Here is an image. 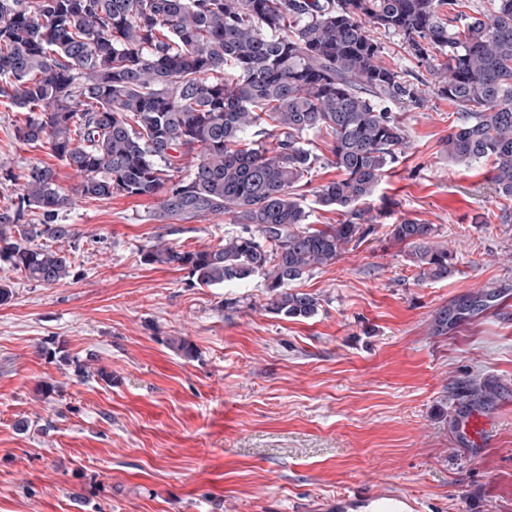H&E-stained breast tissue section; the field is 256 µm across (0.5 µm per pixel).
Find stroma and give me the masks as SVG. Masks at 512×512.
I'll use <instances>...</instances> for the list:
<instances>
[{"instance_id":"35a3bbf8","label":"stroma","mask_w":512,"mask_h":512,"mask_svg":"<svg viewBox=\"0 0 512 512\" xmlns=\"http://www.w3.org/2000/svg\"><path fill=\"white\" fill-rule=\"evenodd\" d=\"M381 42L427 101L397 109L408 145L366 203L369 233L295 283L319 300L311 318L265 310L261 276L206 287L146 263L151 246L209 248L234 229L222 215L165 218L155 198L60 211L74 235L58 243L72 265L57 284L0 260L12 291L0 305V512H320L358 490H398L426 512H512V198L496 193L492 161L449 160L457 107L401 37ZM24 120L0 97V213L30 166L79 182L46 145L18 139ZM306 141L308 222L341 223L316 200L340 177L331 139ZM406 218L436 225L447 278H422L390 237ZM479 293L485 305L464 312ZM475 381L500 387L497 444L482 452L455 437Z\"/></svg>"}]
</instances>
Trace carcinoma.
<instances>
[{
	"instance_id": "1",
	"label": "carcinoma",
	"mask_w": 512,
	"mask_h": 512,
	"mask_svg": "<svg viewBox=\"0 0 512 512\" xmlns=\"http://www.w3.org/2000/svg\"><path fill=\"white\" fill-rule=\"evenodd\" d=\"M487 2L459 26L462 0H0V95L27 112L18 137L45 142L81 178L70 195L49 166L18 175V209L0 213V258L54 285L69 255L35 239L71 236L54 218L75 196H159L171 217L224 214L240 231L208 249L152 246L146 262L186 269L200 286L260 275L266 310L312 317L318 299L290 285L367 235L374 218L359 204L408 144L391 106L426 101L383 63L368 25L401 36L420 61L445 57L431 72L461 110L448 158L494 159L496 192L512 196V0ZM313 130L332 136L343 172L316 198L347 215L321 229L308 227L296 193L315 162ZM26 208L42 222L20 223ZM390 236L420 274L448 277L435 225L404 219ZM498 394L488 382L471 388L482 403Z\"/></svg>"
}]
</instances>
